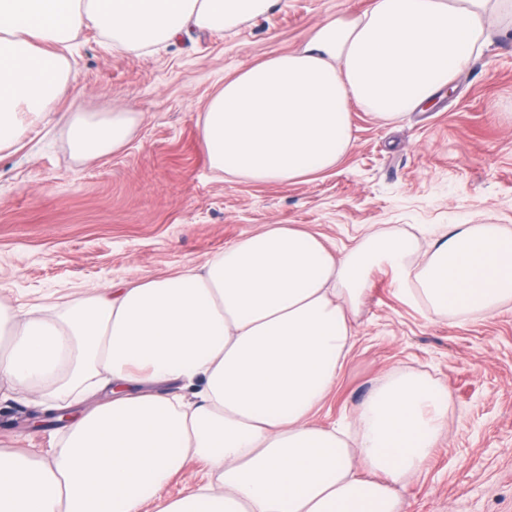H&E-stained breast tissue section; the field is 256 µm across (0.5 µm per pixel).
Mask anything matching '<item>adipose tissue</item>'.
Returning <instances> with one entry per match:
<instances>
[{
    "instance_id": "adipose-tissue-1",
    "label": "adipose tissue",
    "mask_w": 512,
    "mask_h": 512,
    "mask_svg": "<svg viewBox=\"0 0 512 512\" xmlns=\"http://www.w3.org/2000/svg\"><path fill=\"white\" fill-rule=\"evenodd\" d=\"M275 0H0V150L49 112L70 79L57 51L82 25L143 49L186 26L224 32ZM512 0H372L315 26L302 48L225 81L202 118L225 182L288 183L333 168L353 142L351 103L392 120L476 61ZM128 113L80 114L73 151L126 144ZM415 239L366 231L336 249L269 224L201 269L149 276L18 313L0 300V383L62 410L111 388L71 421L52 461L0 451V512H403L396 487L448 434L450 395L406 371L353 412V432L315 412L354 346L370 271L434 315L512 303V230L451 224L421 260ZM177 383L191 396L170 394ZM200 482L165 496L188 459Z\"/></svg>"
}]
</instances>
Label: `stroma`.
<instances>
[{
    "mask_svg": "<svg viewBox=\"0 0 512 512\" xmlns=\"http://www.w3.org/2000/svg\"><path fill=\"white\" fill-rule=\"evenodd\" d=\"M371 0H276L221 34L191 29L150 50L108 46L81 27L73 79L44 121L0 150V297L65 308L95 288L199 267L268 224L352 245L362 230L398 228L430 250L449 224L512 230V15L447 94L383 121L352 105L354 144L330 170L289 183H227L210 164L199 121L225 80L300 47L311 29L353 19ZM133 113L116 151L85 158L69 143L78 114ZM447 385L448 437L401 488L408 512H512V308L430 314L405 300L389 267L371 271L352 353L315 414L347 423L392 372ZM30 395L0 397V448L52 459L61 432L21 428Z\"/></svg>",
    "mask_w": 512,
    "mask_h": 512,
    "instance_id": "35a3bbf8",
    "label": "stroma"
}]
</instances>
